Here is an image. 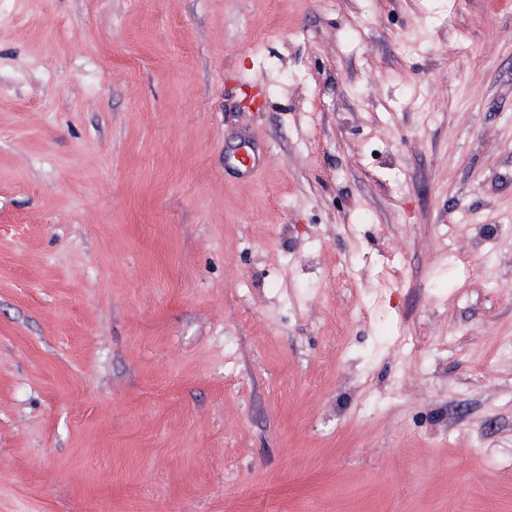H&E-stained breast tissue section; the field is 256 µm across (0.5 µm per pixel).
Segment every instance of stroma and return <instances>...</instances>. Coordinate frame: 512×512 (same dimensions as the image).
Segmentation results:
<instances>
[{
    "label": "stroma",
    "mask_w": 512,
    "mask_h": 512,
    "mask_svg": "<svg viewBox=\"0 0 512 512\" xmlns=\"http://www.w3.org/2000/svg\"><path fill=\"white\" fill-rule=\"evenodd\" d=\"M0 512H512V0H0Z\"/></svg>",
    "instance_id": "35a3bbf8"
}]
</instances>
